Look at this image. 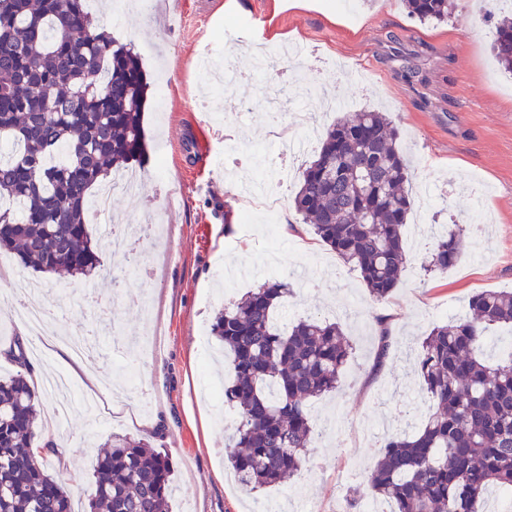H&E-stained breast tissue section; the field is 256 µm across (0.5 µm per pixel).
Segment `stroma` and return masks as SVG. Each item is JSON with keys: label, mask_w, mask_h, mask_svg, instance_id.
I'll return each mask as SVG.
<instances>
[{"label": "stroma", "mask_w": 512, "mask_h": 512, "mask_svg": "<svg viewBox=\"0 0 512 512\" xmlns=\"http://www.w3.org/2000/svg\"><path fill=\"white\" fill-rule=\"evenodd\" d=\"M113 0H99L96 19L120 41L133 44L151 87L143 114L148 176L140 192L116 200L114 217L132 224L162 220L172 235L147 244L143 258L168 251L172 257L152 279L99 254L96 276L75 280L37 273L18 258L0 273L37 283L35 306L52 304L56 336L94 334L100 351L89 359L96 382L77 381L79 394L97 401L89 420L78 398L72 420L57 427L70 457L67 468L51 463L65 482L75 512L93 492L92 469L112 435L149 440L164 449L173 466L172 512H292L295 501L316 512H336L347 486L364 482L387 434L413 431L409 405L426 393L411 366L436 324L465 311L469 298L485 289H512V75L499 69L491 52L494 26L483 0L457 6L448 22L421 24L402 0H354L351 10L334 0H310L307 8L274 12V0H158L153 21L137 8L114 14ZM274 23L288 39L308 48L313 67L291 68L258 80L243 75L231 89L196 67L205 47L247 59L253 31ZM320 85L341 96L344 112H387L410 158L413 186L436 189L427 207L413 194L410 223L460 227L464 246L448 272L424 273L420 264L428 238L406 241L410 263L391 298L375 302L359 271L350 269L303 224L292 199L304 159L278 168V138L266 100L291 106L296 87ZM212 96L214 121L201 115L202 96ZM278 170L280 221H242L240 188ZM180 191L175 209L164 207L168 181ZM298 225L287 236V225ZM306 278L283 308L293 321L308 315L339 323L353 353L341 385L311 405L316 431L302 471L285 486L246 495L226 459L232 424L215 411L206 380L221 383L231 372L210 324L221 309L237 303L271 277ZM120 276L128 294L112 295ZM386 319L396 339L384 367H376L377 321ZM124 336L114 337L113 327ZM26 336L12 301L0 299V347ZM54 346L30 347L35 384L65 371ZM125 384V402L140 421L116 417L111 389Z\"/></svg>", "instance_id": "stroma-1"}]
</instances>
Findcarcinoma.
<instances>
[{
    "mask_svg": "<svg viewBox=\"0 0 512 512\" xmlns=\"http://www.w3.org/2000/svg\"><path fill=\"white\" fill-rule=\"evenodd\" d=\"M423 23L451 17L453 0H404ZM498 65L512 73V17L495 22ZM147 83L129 43L112 37L84 0H0V249L46 274L90 277L99 265L88 228L93 189L143 152ZM409 166L389 117L365 110L329 125L303 170L294 207L314 233L359 271L385 302L407 267L403 229L411 209ZM461 230L433 239L426 269L446 272L461 254ZM294 295L268 280L218 312L212 333L233 380L224 402L237 414L230 462L251 491L279 486L306 461L314 439L311 401L338 388L352 345L338 323L314 316L279 324ZM512 325V290H482L467 310L434 326L414 366L431 401L415 431L389 438L363 497L393 512H485L496 485L512 494V352H484L490 324ZM393 339L379 323L376 366ZM0 380V512H72L48 472L56 445H41L40 393L21 345ZM169 456L142 439L112 436L93 467L87 512H169Z\"/></svg>",
    "mask_w": 512,
    "mask_h": 512,
    "instance_id": "cac0c4a2",
    "label": "carcinoma"
}]
</instances>
